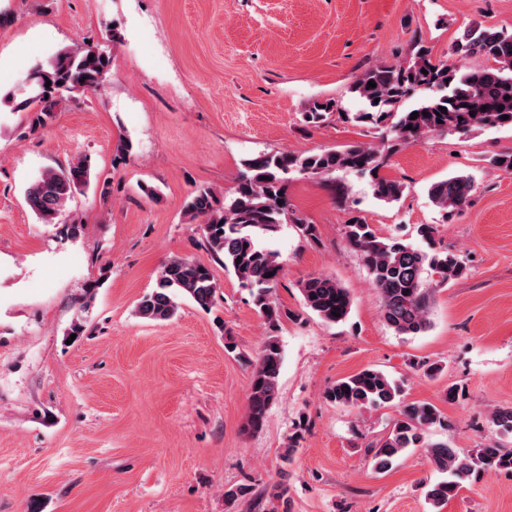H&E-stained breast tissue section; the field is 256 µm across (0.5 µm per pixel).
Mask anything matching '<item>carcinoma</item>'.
<instances>
[{
    "label": "carcinoma",
    "instance_id": "cac0c4a2",
    "mask_svg": "<svg viewBox=\"0 0 512 512\" xmlns=\"http://www.w3.org/2000/svg\"><path fill=\"white\" fill-rule=\"evenodd\" d=\"M454 55L480 56L491 64L463 69L450 60ZM109 73L110 58L95 46L82 42L65 47L29 74L27 92L13 100V110L33 113L34 123L44 125L73 94L96 89ZM370 81L376 87L368 86ZM350 92L360 103L358 111L339 113L335 100H315L302 112L303 124L318 128L336 113L378 130V143L312 153L261 152L243 161L231 196L221 199L213 190L201 188L183 207L188 222L199 224L207 249L222 261L224 270L237 279L260 317L272 327L294 314L277 302L284 266L266 242L284 224L293 225L307 241H319L317 226L291 207L290 182L299 177L328 179L338 173L355 174L367 180L375 198L392 203L400 199L404 185L381 174L388 156L430 134L512 128V32L471 25L454 42L448 58H437L429 47L418 45L403 63L377 65L360 73ZM416 96L420 97L417 104L405 106ZM442 107L447 112L440 111ZM505 115L509 119H503ZM89 184L88 160L78 157L66 166L43 171L27 187L25 201L40 223L54 224L73 195ZM472 192V176L458 174L433 182L427 195L431 204L447 215L468 205ZM344 238L359 254L379 295L386 326L398 335L416 336L428 330L433 286L455 280L465 270L460 258L448 249L427 252L397 237H382L359 216L345 225ZM219 290L206 264L173 258L163 265L156 287L137 303L136 313L145 320L167 321L177 313L181 298L208 310L216 303ZM299 291L304 307L322 322L337 325L347 320L351 294L336 278L310 274L300 282ZM282 363L277 338L267 337L250 362L246 431L262 430L278 397ZM326 398L352 409L400 405L390 432L371 449L374 467L386 471L408 449H422L433 469L445 475L425 492L438 510L480 472H512V449L489 446L465 453L447 441H427L431 428L447 430L451 424L431 403L405 402L401 386L378 369L366 367L337 380ZM492 422L502 432L512 433V407L493 411Z\"/></svg>",
    "mask_w": 512,
    "mask_h": 512
}]
</instances>
